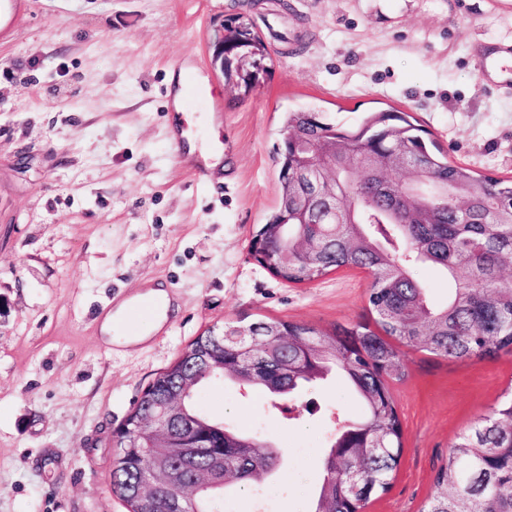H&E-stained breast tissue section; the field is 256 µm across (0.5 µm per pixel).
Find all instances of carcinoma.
I'll use <instances>...</instances> for the list:
<instances>
[{
  "label": "carcinoma",
  "mask_w": 512,
  "mask_h": 512,
  "mask_svg": "<svg viewBox=\"0 0 512 512\" xmlns=\"http://www.w3.org/2000/svg\"><path fill=\"white\" fill-rule=\"evenodd\" d=\"M264 43L252 24L241 22L224 39V78L249 91L258 79ZM283 132L297 140L279 153L280 201L255 237L256 254L273 263L279 279L311 283L331 270L360 268L372 281L368 304L374 324L320 330L306 323L259 321L251 336L206 332L149 384L117 428L125 443L128 425L144 418L158 400L191 374L209 379L197 365L199 351L224 346V378L248 390L278 397L341 373L363 405L361 418L346 420L324 460V476L310 512H360L387 492L402 453L401 423L385 378L400 380L406 364L399 347H422L455 360L494 358L512 351V283L503 278L512 262V180L477 176L420 135L403 112H378L356 129L326 121L317 112H289ZM406 154L421 160L428 183L413 190L395 180L390 166ZM313 168L318 187L301 178ZM433 185L448 197L431 195ZM467 220L457 218L459 204ZM336 216H331V209ZM434 264L452 284L448 302L432 305L415 270ZM187 412L207 426L206 439L224 453V471L208 470V455L186 458L175 448L119 449L112 493L130 512H147L138 500L139 474L150 459H163L194 483L211 477V488L190 501L186 512H221L230 486L255 484L282 463V453L259 450L252 435L201 415L192 395ZM435 494L423 512H512V398L475 425L450 449L435 474Z\"/></svg>",
  "instance_id": "1"
}]
</instances>
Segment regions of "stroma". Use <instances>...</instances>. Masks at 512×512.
Instances as JSON below:
<instances>
[{"mask_svg": "<svg viewBox=\"0 0 512 512\" xmlns=\"http://www.w3.org/2000/svg\"><path fill=\"white\" fill-rule=\"evenodd\" d=\"M271 52L250 91L209 63L226 19ZM512 0H0V512H128L108 489L111 432L156 375L208 328L370 320L369 273L289 284L249 254L280 198L286 113L346 128L404 112L449 162L512 179ZM203 84L184 110L198 137L221 122L224 177L200 180L165 93ZM164 284L175 312L99 319ZM149 331L140 344L124 337ZM389 381L403 450L365 512H421L460 435L512 393V352L455 361L405 351ZM199 409L279 448L262 484L229 489L224 512H309L337 418L363 406L338 377L269 407L213 378ZM295 408L288 418L287 408Z\"/></svg>", "mask_w": 512, "mask_h": 512, "instance_id": "1", "label": "stroma"}]
</instances>
